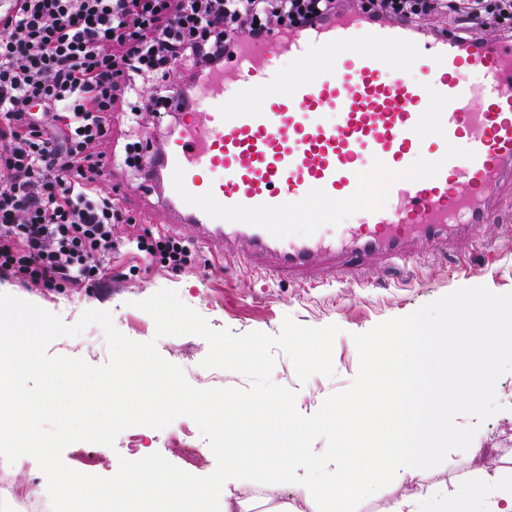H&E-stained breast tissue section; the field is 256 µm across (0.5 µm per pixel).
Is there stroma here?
<instances>
[{"label": "stroma", "instance_id": "35a3bbf8", "mask_svg": "<svg viewBox=\"0 0 512 512\" xmlns=\"http://www.w3.org/2000/svg\"><path fill=\"white\" fill-rule=\"evenodd\" d=\"M149 137L151 145H161L168 137L163 124L150 114L135 118L117 112L112 117L111 147L118 148L136 138ZM101 187L119 198L127 217L115 225L117 237L133 239L144 233L168 232L170 217L159 209L152 196L140 188V178L129 169L114 166L103 176ZM495 223L475 228L463 244L449 246L439 253L427 243H410L412 263L397 273L391 263L368 265L359 280L337 283L333 269L322 268L307 280L270 278L258 270L225 269L223 256L194 252L191 263L171 270L150 260L134 247H126L112 257V268L91 287L47 290L23 285L0 277V293L30 301L69 325L75 324L88 309L110 311L116 328L132 340L155 339L153 319L135 308L163 288L176 290L180 299L204 316L213 328L235 334L261 331L279 335L284 318L310 326L338 325L341 329L333 344V377L312 376L299 382L292 362L275 352L272 381L296 391V408L313 415L329 395L347 388L359 370V356L353 334L364 333L376 324L406 316L420 305L436 300L460 287L486 286L497 294L512 292V186L503 185ZM158 349L168 361L180 366L187 381L198 388L247 387L239 374L201 368L208 352L207 342L197 336L166 337ZM497 396L504 409L482 424L474 441L484 448L497 449L500 458L512 460V372L497 383ZM196 449L195 462L185 459L186 449ZM160 453L164 458L196 475L210 474L215 458L195 423L186 417L176 419L163 430L132 427L122 432L114 447L77 442L64 453L65 463L85 470L89 479L105 486L111 479H135L142 450ZM45 494L46 479L36 461L20 458L18 465L0 467V512H18L12 489Z\"/></svg>", "mask_w": 512, "mask_h": 512}]
</instances>
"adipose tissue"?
I'll return each instance as SVG.
<instances>
[{
  "label": "adipose tissue",
  "mask_w": 512,
  "mask_h": 512,
  "mask_svg": "<svg viewBox=\"0 0 512 512\" xmlns=\"http://www.w3.org/2000/svg\"><path fill=\"white\" fill-rule=\"evenodd\" d=\"M473 456L483 458L480 480L466 483L440 482L423 485L416 466L394 448L383 449L379 460L341 455L303 456L301 449H290L287 458L271 464L258 460L255 467H235L234 486L251 484L255 470H263L268 480L263 497L248 500L233 493L232 488L214 491L168 479L160 472L150 454H143L141 471L136 480H122L100 488L79 471L63 476L58 483L62 512H85L86 504H95L97 512H127L128 503L138 498L146 486L163 484L175 512L184 503L209 502L214 495L224 498V512H300V504L327 496L334 502L367 493L364 474L383 473L397 483L409 484L411 490L397 501L393 512H422L425 502H437V512H476L486 497H493V512H512V467H504L491 449L476 448Z\"/></svg>",
  "instance_id": "1"
}]
</instances>
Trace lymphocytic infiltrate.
I'll return each mask as SVG.
<instances>
[{
	"label": "lymphocytic infiltrate",
	"mask_w": 512,
	"mask_h": 512,
	"mask_svg": "<svg viewBox=\"0 0 512 512\" xmlns=\"http://www.w3.org/2000/svg\"><path fill=\"white\" fill-rule=\"evenodd\" d=\"M0 12V275L46 288L93 283L126 240L123 212L99 181L110 161L136 171L141 142L115 157L101 146L114 112L172 116L224 64L234 38L290 33L336 19L341 0H7ZM362 12L423 25L512 33V0H362ZM162 82L138 98L145 79ZM146 256L179 270L190 248L140 235Z\"/></svg>",
	"instance_id": "lymphocytic-infiltrate-1"
}]
</instances>
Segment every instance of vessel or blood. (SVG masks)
I'll return each mask as SVG.
<instances>
[{"mask_svg": "<svg viewBox=\"0 0 512 512\" xmlns=\"http://www.w3.org/2000/svg\"><path fill=\"white\" fill-rule=\"evenodd\" d=\"M286 54L307 59L310 74L289 76ZM431 99L441 112H424ZM181 123L144 157L172 229L194 227L196 245L233 266L299 278L322 261L351 281L364 264L406 259L414 239L445 246L494 218L512 182V37L465 42L359 12L294 35L274 28L239 41ZM461 139L462 155L452 149ZM419 158L423 177L411 172ZM355 200L353 223L289 236L291 216Z\"/></svg>", "mask_w": 512, "mask_h": 512, "instance_id": "obj_1", "label": "vessel or blood"}]
</instances>
